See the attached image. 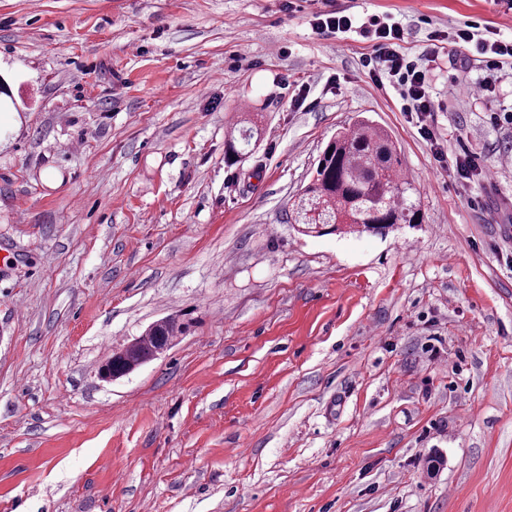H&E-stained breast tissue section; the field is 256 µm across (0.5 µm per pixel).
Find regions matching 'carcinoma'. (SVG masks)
Returning a JSON list of instances; mask_svg holds the SVG:
<instances>
[{
  "label": "carcinoma",
  "instance_id": "1",
  "mask_svg": "<svg viewBox=\"0 0 512 512\" xmlns=\"http://www.w3.org/2000/svg\"><path fill=\"white\" fill-rule=\"evenodd\" d=\"M416 189L402 176L401 158L388 134L367 120L336 133L322 151L308 183L294 204L297 231L383 234L395 224H418ZM181 332L173 317L160 319L109 359L112 374L123 377L167 351Z\"/></svg>",
  "mask_w": 512,
  "mask_h": 512
}]
</instances>
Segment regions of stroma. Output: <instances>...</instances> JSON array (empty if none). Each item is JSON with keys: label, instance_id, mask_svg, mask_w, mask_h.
Wrapping results in <instances>:
<instances>
[{"label": "stroma", "instance_id": "stroma-1", "mask_svg": "<svg viewBox=\"0 0 512 512\" xmlns=\"http://www.w3.org/2000/svg\"><path fill=\"white\" fill-rule=\"evenodd\" d=\"M330 10L400 23L488 180L439 165ZM468 21L512 40L507 0H0V512H512V69L474 96ZM361 116L422 223L298 234ZM164 317L171 348L99 378Z\"/></svg>", "mask_w": 512, "mask_h": 512}]
</instances>
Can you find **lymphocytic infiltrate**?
<instances>
[{
    "mask_svg": "<svg viewBox=\"0 0 512 512\" xmlns=\"http://www.w3.org/2000/svg\"><path fill=\"white\" fill-rule=\"evenodd\" d=\"M313 26L318 31L332 34L353 32L370 42L373 53L365 58L364 63L369 67L371 80L378 84L386 78L397 86L403 101L402 111L407 113L419 135L429 144L435 159L441 163L453 162L457 175L464 180L487 179V172L477 169L468 155L449 157L443 140L436 134L433 100L426 74L416 61L410 59L404 47L405 32L399 23L385 21L377 15L358 20L331 11L317 15ZM455 40L464 44L477 42L478 62L482 70L492 72L503 69L504 65H512V41L475 40L472 26L468 23L457 29Z\"/></svg>",
    "mask_w": 512,
    "mask_h": 512,
    "instance_id": "obj_1",
    "label": "lymphocytic infiltrate"
}]
</instances>
